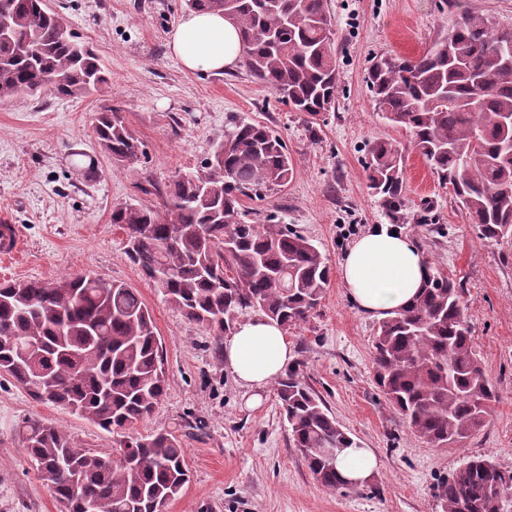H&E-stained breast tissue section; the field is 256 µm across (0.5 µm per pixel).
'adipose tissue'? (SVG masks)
Listing matches in <instances>:
<instances>
[{
	"instance_id": "ef3b65f1",
	"label": "adipose tissue",
	"mask_w": 512,
	"mask_h": 512,
	"mask_svg": "<svg viewBox=\"0 0 512 512\" xmlns=\"http://www.w3.org/2000/svg\"><path fill=\"white\" fill-rule=\"evenodd\" d=\"M168 43L182 68L194 73H222L240 59L238 29L220 13H184L172 26ZM427 259L416 241L391 225L371 227L345 253L341 279L349 299L377 319L394 315L418 294ZM295 358L283 328L263 315L239 324L224 341V361L259 404L262 393ZM372 449L354 444L336 459L339 475L362 482L377 469Z\"/></svg>"
}]
</instances>
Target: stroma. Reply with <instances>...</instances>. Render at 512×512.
Segmentation results:
<instances>
[{
	"label": "stroma",
	"instance_id": "35a3bbf8",
	"mask_svg": "<svg viewBox=\"0 0 512 512\" xmlns=\"http://www.w3.org/2000/svg\"><path fill=\"white\" fill-rule=\"evenodd\" d=\"M111 73L94 96L50 94L0 100V216L24 242L0 259V281L54 280L89 273L133 288L151 310L163 344L168 389L153 413L116 436L0 378V512H60L15 435L19 418L53 423L89 452L111 455L118 437L167 430L180 439L190 481L168 512H441L436 488L473 454L512 472V237L483 238L425 161L408 151L405 129L382 119L364 82L374 58H415L447 36L459 9L512 29V0H328L335 20L339 83L330 112L309 121L250 76L184 71L167 35L185 0H46ZM119 108L142 153L113 165L93 133L98 112ZM263 122L286 141L295 174L248 201L279 211L313 239L331 278L307 322L287 337L305 381L352 437L373 449L377 473L364 485L327 491L288 440L274 389L260 406L225 366L221 337L165 302L128 260L113 206L159 204L174 172L201 169L224 138L229 116ZM379 139L404 148L407 196L433 200L445 235L402 225L427 260L466 293L473 350L496 386L483 426L462 443L435 448L405 428L374 381L377 319L352 303L340 262L357 236L384 218L367 187L364 162ZM95 168L85 176L84 166Z\"/></svg>",
	"mask_w": 512,
	"mask_h": 512
}]
</instances>
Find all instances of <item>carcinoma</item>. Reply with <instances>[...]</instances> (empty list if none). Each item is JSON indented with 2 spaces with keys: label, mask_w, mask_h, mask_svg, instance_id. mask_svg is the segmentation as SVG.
I'll return each instance as SVG.
<instances>
[{
  "label": "carcinoma",
  "mask_w": 512,
  "mask_h": 512,
  "mask_svg": "<svg viewBox=\"0 0 512 512\" xmlns=\"http://www.w3.org/2000/svg\"><path fill=\"white\" fill-rule=\"evenodd\" d=\"M191 10L234 12L251 76L298 112L335 105L339 80L327 0H185ZM11 38L0 40V98L45 92L91 94L108 83L98 56L46 0H0ZM377 110L409 133V146L453 187L489 240L512 235V32L463 11L444 42L423 55L380 58L367 73ZM95 135L113 161L133 164L138 141L117 109L97 116ZM368 187L390 224H438L431 201L407 197L402 151L377 140L366 156ZM293 163L270 127L232 117L224 140L196 173L176 172L162 206L125 203L112 223L127 255L163 298L216 335L252 309L286 329L307 321L329 284L322 251L270 211L254 224L244 198L288 184ZM464 288L429 263L416 299L379 321L375 380L413 432L436 448L479 430L495 386L473 352ZM0 377L115 433L149 416L166 390L153 315L133 289L91 275L0 283ZM288 437L314 479L347 486L336 459L354 444L291 364L275 382ZM15 432L61 512H154L189 481L175 435L118 441L91 454L58 426L23 417ZM442 512H493L512 492V472L473 455L437 487Z\"/></svg>",
  "instance_id": "carcinoma-1"
}]
</instances>
